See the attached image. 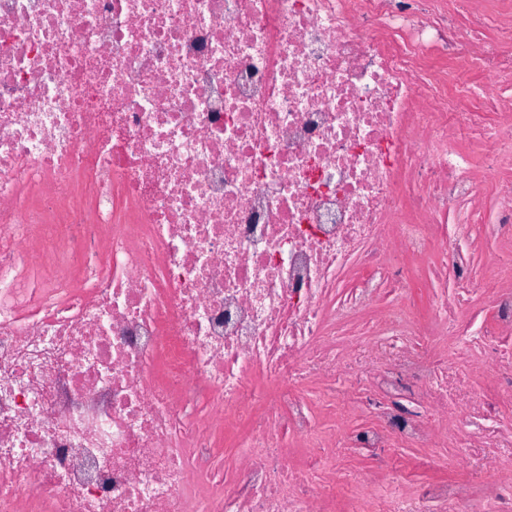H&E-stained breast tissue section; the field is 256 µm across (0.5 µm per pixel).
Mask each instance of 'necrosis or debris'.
<instances>
[{
	"label": "necrosis or debris",
	"mask_w": 512,
	"mask_h": 512,
	"mask_svg": "<svg viewBox=\"0 0 512 512\" xmlns=\"http://www.w3.org/2000/svg\"><path fill=\"white\" fill-rule=\"evenodd\" d=\"M490 86L512 0H0V512H512ZM474 162L483 192V194L480 196L481 203H485L487 209H490L493 205V198L495 196V187L497 182L500 180L512 181V169H503L496 174H488L477 153L474 154ZM398 464L405 467L406 471H411L414 478L418 481H425L428 479L444 476L455 477L463 474L465 470V463L460 460L453 461L445 470H431L419 466L424 451L415 448H406L397 452Z\"/></svg>",
	"instance_id": "necrosis-or-debris-1"
}]
</instances>
